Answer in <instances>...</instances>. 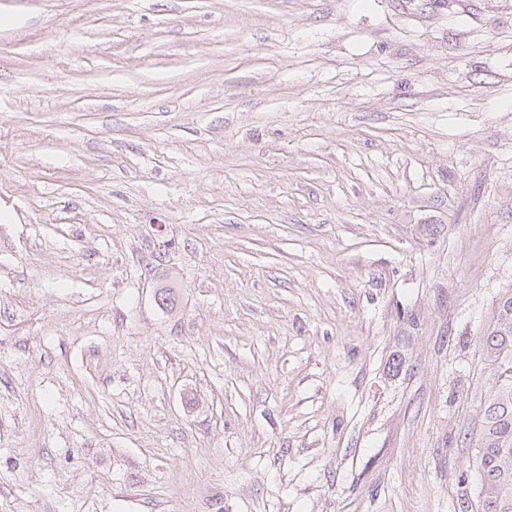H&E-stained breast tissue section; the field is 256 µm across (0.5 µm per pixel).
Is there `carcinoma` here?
<instances>
[{"label":"carcinoma","mask_w":512,"mask_h":512,"mask_svg":"<svg viewBox=\"0 0 512 512\" xmlns=\"http://www.w3.org/2000/svg\"><path fill=\"white\" fill-rule=\"evenodd\" d=\"M494 385L480 403L472 462L479 476L476 501L461 512H512V290L498 299L481 336Z\"/></svg>","instance_id":"cac0c4a2"}]
</instances>
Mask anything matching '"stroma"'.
<instances>
[{"label": "stroma", "instance_id": "1", "mask_svg": "<svg viewBox=\"0 0 512 512\" xmlns=\"http://www.w3.org/2000/svg\"><path fill=\"white\" fill-rule=\"evenodd\" d=\"M509 288L512 0H0V512H459Z\"/></svg>", "mask_w": 512, "mask_h": 512}]
</instances>
